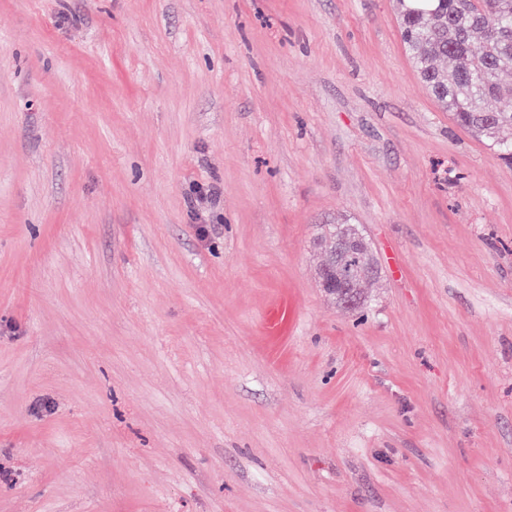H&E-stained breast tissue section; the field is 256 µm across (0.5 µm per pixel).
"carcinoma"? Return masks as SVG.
I'll return each instance as SVG.
<instances>
[{
  "instance_id": "cac0c4a2",
  "label": "carcinoma",
  "mask_w": 512,
  "mask_h": 512,
  "mask_svg": "<svg viewBox=\"0 0 512 512\" xmlns=\"http://www.w3.org/2000/svg\"><path fill=\"white\" fill-rule=\"evenodd\" d=\"M401 37L413 68L428 93L454 120L512 164V111H493L488 102L512 98V0H398ZM480 41L474 48V41ZM448 60V70L438 62ZM322 266L336 264L335 239L321 234ZM368 254L354 278L362 300L378 278Z\"/></svg>"
}]
</instances>
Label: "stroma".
<instances>
[{
	"label": "stroma",
	"mask_w": 512,
	"mask_h": 512,
	"mask_svg": "<svg viewBox=\"0 0 512 512\" xmlns=\"http://www.w3.org/2000/svg\"><path fill=\"white\" fill-rule=\"evenodd\" d=\"M0 512H512V167L395 0H0ZM320 237L323 238V244L320 247L323 257L320 269L325 266H335L336 250L344 257L343 261H337V263L342 262L341 264L322 273L321 288L336 295L341 304L352 306L355 304V299L349 289L352 288L356 300L361 301L366 288H369V285L378 278L379 268L373 253L370 250V254L360 264L355 275L365 245L362 234L355 231L351 235H341L336 238V247L335 239L327 236L326 231ZM370 272L373 273L372 277H369ZM353 278L356 288H353Z\"/></svg>",
	"instance_id": "35a3bbf8"
}]
</instances>
